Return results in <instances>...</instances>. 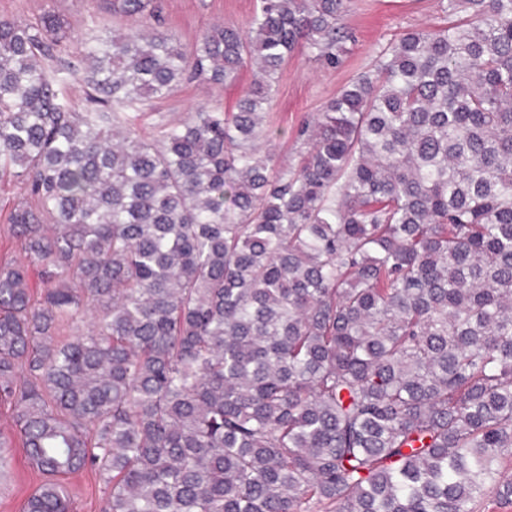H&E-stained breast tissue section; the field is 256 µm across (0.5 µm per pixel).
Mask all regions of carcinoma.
<instances>
[{
    "label": "carcinoma",
    "instance_id": "obj_1",
    "mask_svg": "<svg viewBox=\"0 0 512 512\" xmlns=\"http://www.w3.org/2000/svg\"><path fill=\"white\" fill-rule=\"evenodd\" d=\"M348 0H259L187 49L137 19L85 40L90 106L0 17V401L43 481L25 512H479L512 501V0H448L266 152L296 48L334 68ZM232 112L142 135L189 80ZM93 323L79 325L87 314ZM253 70L245 69L238 81L231 86L217 87L205 82L184 83L173 95L145 102L140 112H144L139 125L142 133L153 138L160 127L201 110L224 112L232 110L242 92L253 80ZM72 501V512H100L105 486L91 470H83L64 479Z\"/></svg>",
    "mask_w": 512,
    "mask_h": 512
}]
</instances>
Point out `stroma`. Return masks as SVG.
<instances>
[{
    "mask_svg": "<svg viewBox=\"0 0 512 512\" xmlns=\"http://www.w3.org/2000/svg\"><path fill=\"white\" fill-rule=\"evenodd\" d=\"M152 6L158 12L161 30L189 47L214 26L245 27L256 0H152ZM45 15L59 18L66 31L65 63L51 65L50 73L73 102L83 103V40L95 29L124 30L126 22L113 16L108 0H0V16L18 23H32ZM442 22L439 0H349L340 24L353 37L343 44L342 65L331 69L313 55L298 51L279 74L267 118L272 131L268 150L275 164L299 163L306 150L298 135L302 121L315 117L355 74L369 67L393 34ZM252 80V70L246 69L234 85L227 87L198 81L183 84L169 97L146 101L139 121L141 131L153 138L162 125L195 112L231 110ZM9 415L8 405H1L0 431L11 437L12 446L5 451L8 466L0 475V512H24L29 495L42 477L29 464ZM65 484L73 512H99L105 486L94 471L69 475Z\"/></svg>",
    "mask_w": 512,
    "mask_h": 512,
    "instance_id": "stroma-1",
    "label": "stroma"
}]
</instances>
